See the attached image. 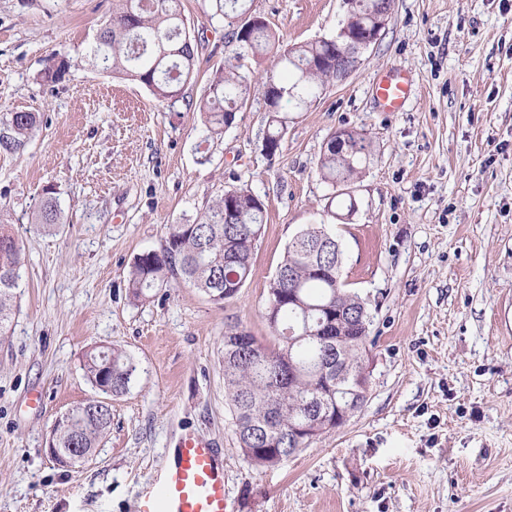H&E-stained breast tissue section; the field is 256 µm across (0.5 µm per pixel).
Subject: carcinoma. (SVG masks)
Here are the masks:
<instances>
[{
    "instance_id": "obj_1",
    "label": "carcinoma",
    "mask_w": 512,
    "mask_h": 512,
    "mask_svg": "<svg viewBox=\"0 0 512 512\" xmlns=\"http://www.w3.org/2000/svg\"><path fill=\"white\" fill-rule=\"evenodd\" d=\"M112 17L99 32L91 56L104 68L138 81L156 99L169 101L181 95L193 79L196 52L181 12L180 0H114ZM246 0H216L224 25L242 51L273 53L272 69L263 87L268 121L262 130L265 153L281 148L286 120L280 116L286 101L302 112L315 102L324 87L336 80V51L344 44L334 37L299 45L281 46L280 37L264 19L247 29L238 22L246 15ZM392 0H365L356 27L362 36L374 25L376 5ZM255 77L242 74L232 63L215 72L208 94L194 105L203 117L208 142L224 134L255 90ZM36 123L31 112L11 117L10 134L0 137L6 147L18 146ZM348 137L336 153L331 134L318 170L331 188L349 183L367 155L365 134L344 129ZM234 204L221 198L195 224H174L159 251L137 256L129 274L134 299L172 276L205 294L216 304L234 298L252 274V256L263 232L264 204L246 188L236 189ZM35 223H62L55 200L42 202ZM325 225L314 224L288 244L283 260L269 283L266 320L275 339L264 343L236 328L224 334V388L235 416L244 455L258 467L282 462L260 448H303L294 430L317 412L330 415V428L338 427L336 409L353 414L366 401L355 382L363 363L370 318L368 302L336 280V241H327ZM23 258L15 239L0 231V335L11 321ZM348 317L338 320L339 310ZM346 364L348 378L329 384L326 369L336 370V358ZM85 373L94 384L126 392L135 376V361L118 348L101 347L86 356ZM69 425L57 433L58 448H95L109 431L112 413L94 415L73 407Z\"/></svg>"
}]
</instances>
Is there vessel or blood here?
<instances>
[{"mask_svg":"<svg viewBox=\"0 0 512 512\" xmlns=\"http://www.w3.org/2000/svg\"><path fill=\"white\" fill-rule=\"evenodd\" d=\"M411 83L400 72L376 81L373 95L385 112H398L410 97ZM134 512H232L224 488V459L208 439L182 438L174 464L158 473L155 489L137 501Z\"/></svg>","mask_w":512,"mask_h":512,"instance_id":"1","label":"vessel or blood"}]
</instances>
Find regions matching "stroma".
<instances>
[{
  "mask_svg": "<svg viewBox=\"0 0 512 512\" xmlns=\"http://www.w3.org/2000/svg\"><path fill=\"white\" fill-rule=\"evenodd\" d=\"M112 5L0 0V136L13 113L38 117L20 147L0 146V213L24 257L0 341V512H132L187 433L221 449L234 512H512V0H393L357 69L288 112L271 157L261 91L209 143L185 106L229 58L256 77L271 66L236 56L214 0H181L198 71L174 103L91 59ZM247 5L288 45L334 35L345 12L343 0ZM394 67L413 91L383 112L372 85ZM344 128L369 152L350 210L318 173ZM233 188L265 204L239 294L220 305L171 279L133 301L135 257ZM49 197L64 222L46 228L34 215ZM319 222L341 245L342 281L369 302L370 388L341 427L261 469L225 398L224 334L271 340L269 281ZM99 346L137 372L92 460L63 467L51 429L98 397L84 361Z\"/></svg>",
  "mask_w": 512,
  "mask_h": 512,
  "instance_id": "35a3bbf8",
  "label": "stroma"
}]
</instances>
